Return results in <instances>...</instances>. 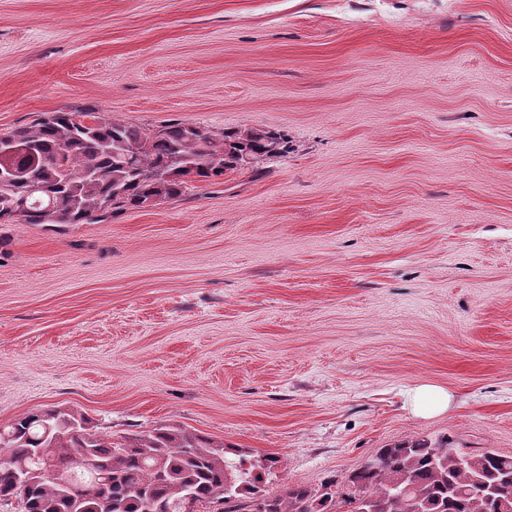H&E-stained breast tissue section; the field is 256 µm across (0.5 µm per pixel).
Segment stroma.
Masks as SVG:
<instances>
[{
  "instance_id": "stroma-1",
  "label": "stroma",
  "mask_w": 512,
  "mask_h": 512,
  "mask_svg": "<svg viewBox=\"0 0 512 512\" xmlns=\"http://www.w3.org/2000/svg\"><path fill=\"white\" fill-rule=\"evenodd\" d=\"M84 107L287 149L0 224V427L179 424L283 455L275 489L411 439L512 455V0H0V134ZM453 398L445 388L423 384L408 391L406 406L414 416L427 418L448 411Z\"/></svg>"
}]
</instances>
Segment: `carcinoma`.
I'll use <instances>...</instances> for the list:
<instances>
[{"mask_svg":"<svg viewBox=\"0 0 512 512\" xmlns=\"http://www.w3.org/2000/svg\"><path fill=\"white\" fill-rule=\"evenodd\" d=\"M36 154L0 156V168L23 178L0 186V224H96L115 209H140L149 199L180 196L189 184L210 182L281 153L271 130L245 127L219 135L189 123L148 129L93 108L57 111L3 135ZM88 488L81 503L49 475L36 473L40 454ZM284 466L181 425L112 437L85 414L52 407L13 420L0 436V502L21 512H182L190 499L209 512H512V455L463 453L448 438L415 439L378 448L359 469L318 490L269 489Z\"/></svg>","mask_w":512,"mask_h":512,"instance_id":"carcinoma-1","label":"carcinoma"}]
</instances>
